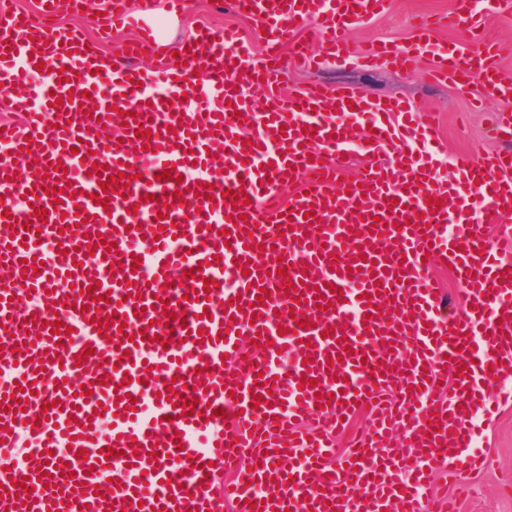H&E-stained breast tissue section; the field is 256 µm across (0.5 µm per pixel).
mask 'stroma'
<instances>
[{"label": "stroma", "mask_w": 512, "mask_h": 512, "mask_svg": "<svg viewBox=\"0 0 512 512\" xmlns=\"http://www.w3.org/2000/svg\"><path fill=\"white\" fill-rule=\"evenodd\" d=\"M452 5L453 0H390L387 10L345 28L343 34L357 48L368 39H382L405 47L415 40L420 22L447 14ZM124 7L150 19L165 21L154 48L140 60L143 69L152 73L172 65L174 52L203 26L216 31L227 25L237 28L250 44L254 62L259 65L266 62L262 24L231 11L225 0H188L185 13L179 16L169 14L167 0H125ZM480 8L485 40L512 46V10L502 0H480ZM299 43L316 47L314 24L299 27L292 42L283 48V70L279 75L283 92L321 83L331 91L355 90L382 101L398 97L408 101L414 110L436 112L440 178H452L450 160L456 153L465 151L480 156L497 149L489 128L496 113H512V98L498 97L475 85L461 88L429 79V62L424 58L408 70L384 59L367 65L358 58L345 66L326 59L319 67L308 70L298 63L294 54ZM490 401L495 413L482 424V442L490 451L491 464L469 476L470 492L461 501L459 512H512V491L504 487L506 479L512 477V385L494 388Z\"/></svg>", "instance_id": "stroma-1"}]
</instances>
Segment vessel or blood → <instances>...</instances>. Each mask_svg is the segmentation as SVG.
I'll use <instances>...</instances> for the list:
<instances>
[{"label":"vessel or blood","mask_w":512,"mask_h":512,"mask_svg":"<svg viewBox=\"0 0 512 512\" xmlns=\"http://www.w3.org/2000/svg\"><path fill=\"white\" fill-rule=\"evenodd\" d=\"M43 4L0 0V79L24 116L0 130V512H457L429 479L486 468L474 422L512 381V246L482 230L512 218V114L492 127L506 149L455 155L447 184L419 149L434 115L396 126L400 99L313 85L259 110L242 91L270 73L233 29L198 31L156 77L104 64ZM473 4L454 0L449 25L477 28ZM232 6L263 24L268 59L312 22L321 55L344 60L337 10L356 23L388 0ZM480 46L424 26L415 46L363 57L424 56L432 79L511 96L500 50ZM115 122L124 142L102 135ZM353 148L369 161L347 180ZM365 407L369 430L328 465Z\"/></svg>","instance_id":"1"}]
</instances>
